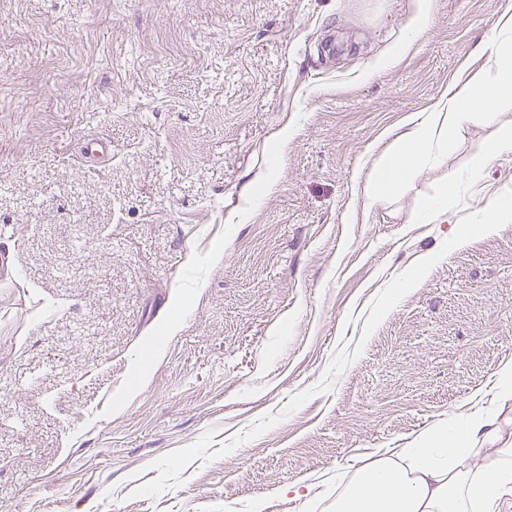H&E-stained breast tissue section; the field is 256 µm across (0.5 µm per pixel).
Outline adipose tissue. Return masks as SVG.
<instances>
[{"label": "adipose tissue", "instance_id": "ef3b65f1", "mask_svg": "<svg viewBox=\"0 0 512 512\" xmlns=\"http://www.w3.org/2000/svg\"><path fill=\"white\" fill-rule=\"evenodd\" d=\"M488 69L462 78L458 95L407 117L406 131L375 161L363 186L380 202L410 188L422 166L438 162L477 112L512 102V18L487 38ZM334 512H512V441L491 418L428 431L398 455L360 466L337 493Z\"/></svg>", "mask_w": 512, "mask_h": 512}]
</instances>
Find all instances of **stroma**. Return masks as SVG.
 I'll return each instance as SVG.
<instances>
[{
  "label": "stroma",
  "instance_id": "stroma-1",
  "mask_svg": "<svg viewBox=\"0 0 512 512\" xmlns=\"http://www.w3.org/2000/svg\"><path fill=\"white\" fill-rule=\"evenodd\" d=\"M431 2L418 29V0H0V512H331L448 420L512 432V224L448 248L512 151L458 223L410 221L512 104L361 194L512 15Z\"/></svg>",
  "mask_w": 512,
  "mask_h": 512
}]
</instances>
